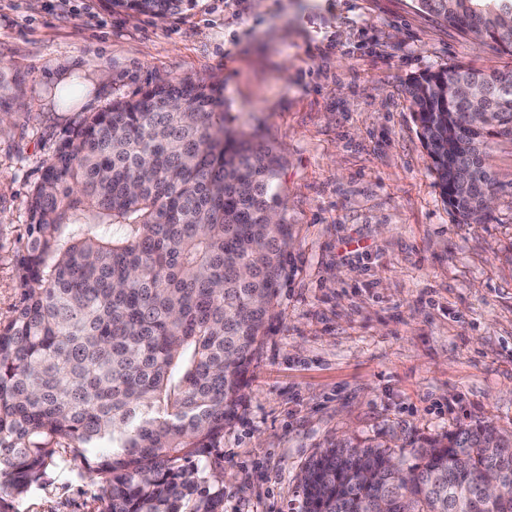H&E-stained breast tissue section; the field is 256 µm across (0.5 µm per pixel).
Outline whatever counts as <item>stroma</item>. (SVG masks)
<instances>
[{"instance_id": "35a3bbf8", "label": "stroma", "mask_w": 512, "mask_h": 512, "mask_svg": "<svg viewBox=\"0 0 512 512\" xmlns=\"http://www.w3.org/2000/svg\"><path fill=\"white\" fill-rule=\"evenodd\" d=\"M451 64L512 74L511 54L414 0H198L165 19L0 0V317L29 194L70 128L162 77L214 82L281 156L292 229L279 320L224 429V512H291L334 439L396 448L478 419L512 432V139L491 141L504 190L487 222L459 223L406 90ZM94 493L63 467L7 510L97 512Z\"/></svg>"}]
</instances>
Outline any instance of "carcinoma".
<instances>
[{
    "instance_id": "cac0c4a2",
    "label": "carcinoma",
    "mask_w": 512,
    "mask_h": 512,
    "mask_svg": "<svg viewBox=\"0 0 512 512\" xmlns=\"http://www.w3.org/2000/svg\"><path fill=\"white\" fill-rule=\"evenodd\" d=\"M197 0H112L173 16ZM419 9L512 54V0H416ZM490 99L470 102L448 79ZM407 93L444 203L466 224L485 193L489 139L512 137V75L427 70ZM220 89L161 79L89 113L44 163L18 251V299L0 318V503L74 464L99 512H224V428L238 416L288 281L281 158L219 110ZM512 449L489 421L411 449L336 441L309 460L297 512H512Z\"/></svg>"
}]
</instances>
